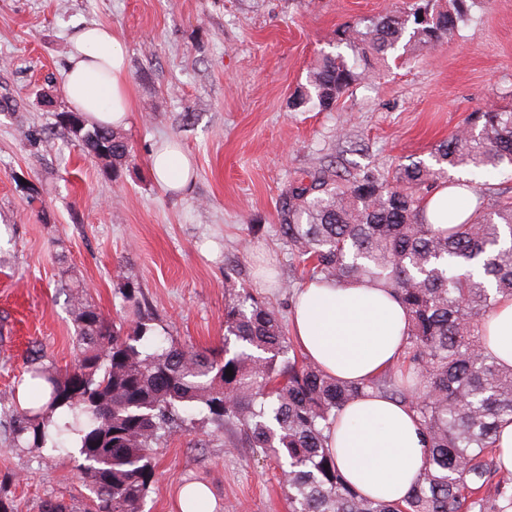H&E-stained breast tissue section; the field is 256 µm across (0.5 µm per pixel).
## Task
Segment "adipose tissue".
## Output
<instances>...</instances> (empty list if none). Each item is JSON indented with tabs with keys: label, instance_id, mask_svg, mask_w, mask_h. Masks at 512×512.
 I'll return each mask as SVG.
<instances>
[{
	"label": "adipose tissue",
	"instance_id": "1",
	"mask_svg": "<svg viewBox=\"0 0 512 512\" xmlns=\"http://www.w3.org/2000/svg\"><path fill=\"white\" fill-rule=\"evenodd\" d=\"M63 72L67 104L96 126H128L132 112L129 71L112 29L87 25L72 37ZM155 182L185 189L190 160L174 143L152 152ZM474 188L439 185L427 199L429 223L444 227L465 221L476 209ZM405 309L390 289L367 280L310 281L292 305L290 334L301 352L329 376L364 382L392 366L407 336ZM484 346L499 363L512 367V299L500 301L485 318ZM328 445L349 484L362 496L387 501L410 491L426 444L413 412L399 401L370 392L347 404L331 427Z\"/></svg>",
	"mask_w": 512,
	"mask_h": 512
}]
</instances>
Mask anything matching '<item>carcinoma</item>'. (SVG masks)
<instances>
[{"mask_svg":"<svg viewBox=\"0 0 512 512\" xmlns=\"http://www.w3.org/2000/svg\"><path fill=\"white\" fill-rule=\"evenodd\" d=\"M482 0H408L405 7L336 30V45L309 70L292 106L330 110L378 72L388 53L434 49ZM90 157L112 146V180L130 157L125 137L87 126L79 112L59 123ZM388 174L344 179L333 165L294 179L277 205L281 233L307 279L382 282L408 315L399 360L378 377L334 379L297 350L276 314L247 288L228 289L224 346L179 345L152 320L118 326L71 294L79 358L60 370L30 360L32 407L7 396L4 432L15 448L72 444L92 496L82 512H143L162 431L201 415L234 423L254 453L281 464L290 512H512V481L494 480L499 421L512 418V369L483 347L485 316L512 297V197H497L447 230L428 223L424 202L451 169H512V110L490 106L430 152ZM125 303H138L120 275ZM232 375H226V370ZM372 389L418 418L427 456L404 499L360 496L341 475L326 431L348 402Z\"/></svg>","mask_w":512,"mask_h":512,"instance_id":"1","label":"carcinoma"}]
</instances>
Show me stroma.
I'll use <instances>...</instances> for the list:
<instances>
[{
	"label": "stroma",
	"mask_w": 512,
	"mask_h": 512,
	"mask_svg": "<svg viewBox=\"0 0 512 512\" xmlns=\"http://www.w3.org/2000/svg\"><path fill=\"white\" fill-rule=\"evenodd\" d=\"M399 0H0V395L18 389L30 349L58 368L77 354L66 282L108 320L151 317L181 344L224 341L229 288H247L280 319L302 287L276 205L299 172L332 162L382 174L489 105L512 108V0H490L408 66L360 81L328 111L294 109L337 27ZM98 23L127 57L131 157L119 180L82 154L55 115L70 37ZM178 140L194 184L170 194L152 180L155 145ZM138 304L123 303L118 270ZM18 512L46 497L90 495L65 455L0 436V480ZM209 485L212 512H288L274 462L233 425L196 418L157 447L145 512H178V489Z\"/></svg>",
	"instance_id": "stroma-1"
}]
</instances>
